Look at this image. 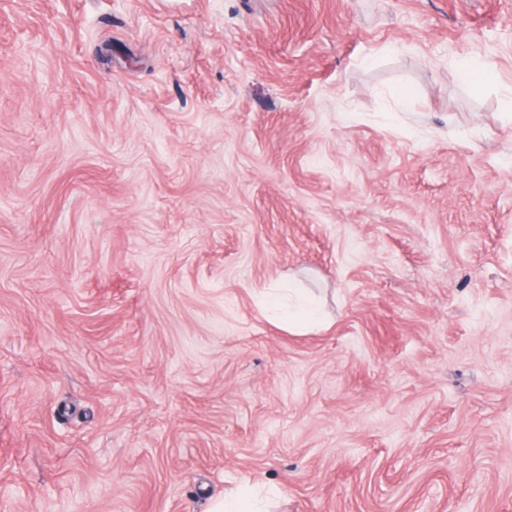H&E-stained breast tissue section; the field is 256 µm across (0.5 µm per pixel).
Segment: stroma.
I'll return each instance as SVG.
<instances>
[{"label": "stroma", "instance_id": "stroma-1", "mask_svg": "<svg viewBox=\"0 0 512 512\" xmlns=\"http://www.w3.org/2000/svg\"><path fill=\"white\" fill-rule=\"evenodd\" d=\"M245 483L512 512V0H0V512ZM459 66L466 79L475 88L481 87L493 76L491 67L486 62L478 58L461 60Z\"/></svg>", "mask_w": 512, "mask_h": 512}]
</instances>
